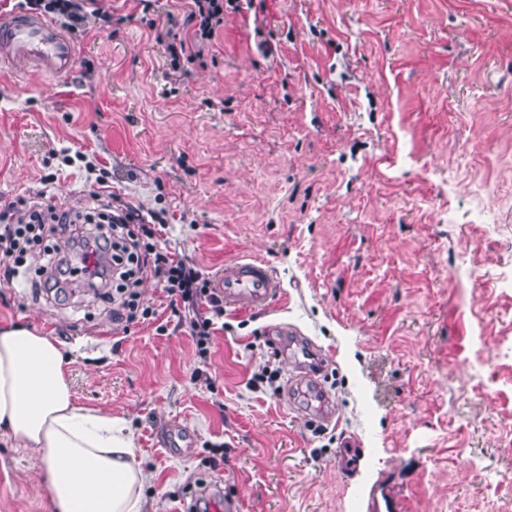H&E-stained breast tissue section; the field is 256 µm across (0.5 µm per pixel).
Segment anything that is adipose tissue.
I'll return each instance as SVG.
<instances>
[{
    "instance_id": "ef3b65f1",
    "label": "adipose tissue",
    "mask_w": 512,
    "mask_h": 512,
    "mask_svg": "<svg viewBox=\"0 0 512 512\" xmlns=\"http://www.w3.org/2000/svg\"><path fill=\"white\" fill-rule=\"evenodd\" d=\"M69 363L55 338L0 326V431L40 457L56 512H146L132 431L76 404Z\"/></svg>"
}]
</instances>
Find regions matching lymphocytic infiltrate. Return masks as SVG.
I'll use <instances>...</instances> for the list:
<instances>
[{
    "mask_svg": "<svg viewBox=\"0 0 512 512\" xmlns=\"http://www.w3.org/2000/svg\"><path fill=\"white\" fill-rule=\"evenodd\" d=\"M96 0H24L25 7L60 19L67 30L85 29ZM254 0H191L183 24L190 31L182 39L166 25H153L156 42L165 47L173 70L203 62L204 48L215 41L224 25V9H241ZM92 203L77 211L54 201L36 204L25 199L0 207V285L36 275V287L61 292L67 281L82 276L89 286L111 284L108 300L112 318L128 323L156 317L143 305L138 287L154 278L170 308L188 303L195 314L188 322L200 356H207L215 322L224 315L222 300L209 278L187 265L184 258L163 247L165 225L100 190H90ZM38 251L44 259L29 272L26 256ZM207 311H199V304Z\"/></svg>",
    "mask_w": 512,
    "mask_h": 512,
    "instance_id": "obj_1",
    "label": "lymphocytic infiltrate"
}]
</instances>
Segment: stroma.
Masks as SVG:
<instances>
[{
  "label": "stroma",
  "mask_w": 512,
  "mask_h": 512,
  "mask_svg": "<svg viewBox=\"0 0 512 512\" xmlns=\"http://www.w3.org/2000/svg\"><path fill=\"white\" fill-rule=\"evenodd\" d=\"M97 7L62 84L0 75V204L81 210L102 178L192 268L258 260L282 287L225 312L205 359L153 279L158 320L126 328L88 288L0 287V326L54 337L78 404L129 421L152 512L212 485L242 512H363L383 477L409 512H512V0H265L225 10L183 76L151 24L184 34L189 0ZM284 323L326 358V433L285 399ZM174 424L188 451H168ZM0 512H54L39 457L3 435ZM356 440H346L336 455V467L344 472L354 471L360 464V448Z\"/></svg>",
  "instance_id": "obj_1"
}]
</instances>
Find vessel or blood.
Here are the masks:
<instances>
[{
    "label": "vessel or blood",
    "mask_w": 512,
    "mask_h": 512,
    "mask_svg": "<svg viewBox=\"0 0 512 512\" xmlns=\"http://www.w3.org/2000/svg\"><path fill=\"white\" fill-rule=\"evenodd\" d=\"M76 52L71 41L44 17L14 12L0 15V68L35 69L55 79L67 78ZM226 310L263 311L280 292L273 270L256 260L229 261L216 279ZM275 335L288 339L285 356L294 373L288 383L287 401L300 416L323 425L336 420L331 394L320 381L323 358L320 350L291 326L276 327ZM361 455L357 441H345L336 455L338 469L354 471ZM405 500L393 486L384 484L370 495L368 512H405Z\"/></svg>",
    "instance_id": "vessel-or-blood-1"
}]
</instances>
